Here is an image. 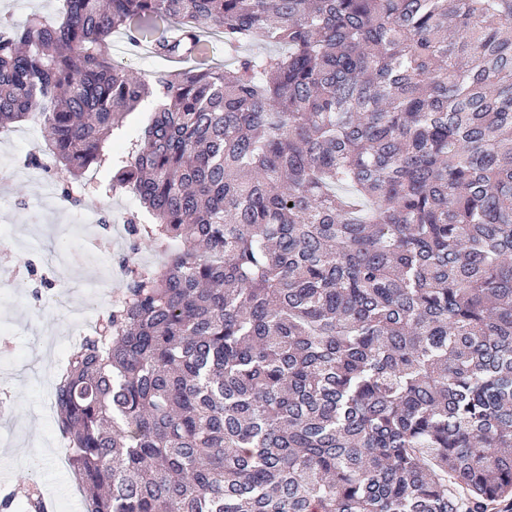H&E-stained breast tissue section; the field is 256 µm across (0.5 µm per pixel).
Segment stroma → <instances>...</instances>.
<instances>
[{
	"label": "stroma",
	"mask_w": 512,
	"mask_h": 512,
	"mask_svg": "<svg viewBox=\"0 0 512 512\" xmlns=\"http://www.w3.org/2000/svg\"><path fill=\"white\" fill-rule=\"evenodd\" d=\"M47 143L38 123L0 129V470L8 475L15 512H29L31 495L52 500L62 512H86L54 415L62 366L83 337L92 335L123 290L124 266L154 267L163 256L148 242L131 246L124 221L139 204L132 194L105 195L108 168L91 169L80 205L49 193L27 158ZM108 218L112 240L91 230Z\"/></svg>",
	"instance_id": "35a3bbf8"
}]
</instances>
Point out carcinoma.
<instances>
[{
    "label": "carcinoma",
    "instance_id": "cac0c4a2",
    "mask_svg": "<svg viewBox=\"0 0 512 512\" xmlns=\"http://www.w3.org/2000/svg\"><path fill=\"white\" fill-rule=\"evenodd\" d=\"M2 28L0 126L48 129L30 163L69 204L112 168L166 253L59 375L86 512L512 494V0H61ZM117 31L183 68L130 72ZM151 106L152 104L150 101L143 102L136 112H133L126 117L124 127L120 135L112 136L111 147L114 154L120 152L121 146L127 139L138 133L142 119L145 114L150 111Z\"/></svg>",
    "mask_w": 512,
    "mask_h": 512
}]
</instances>
